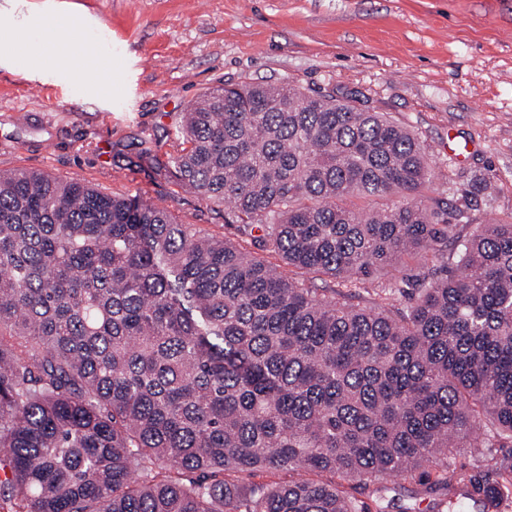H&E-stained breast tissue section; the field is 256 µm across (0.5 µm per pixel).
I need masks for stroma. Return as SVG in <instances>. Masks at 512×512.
Instances as JSON below:
<instances>
[{
  "label": "stroma",
  "instance_id": "stroma-1",
  "mask_svg": "<svg viewBox=\"0 0 512 512\" xmlns=\"http://www.w3.org/2000/svg\"><path fill=\"white\" fill-rule=\"evenodd\" d=\"M92 68L0 66V170L31 169L167 207L241 240L230 211L167 174L183 114L228 82L359 89L412 125L459 188L488 177L462 234L512 212V0H70ZM154 157H140L141 148ZM512 464V448H459L449 473ZM430 480H391V512H437Z\"/></svg>",
  "mask_w": 512,
  "mask_h": 512
}]
</instances>
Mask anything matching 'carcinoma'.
Returning a JSON list of instances; mask_svg holds the SVG:
<instances>
[{
	"label": "carcinoma",
	"instance_id": "carcinoma-1",
	"mask_svg": "<svg viewBox=\"0 0 512 512\" xmlns=\"http://www.w3.org/2000/svg\"><path fill=\"white\" fill-rule=\"evenodd\" d=\"M168 172L252 250L147 201L0 172V502L8 512H368L344 484L512 447V213L468 237L408 124L358 90L242 82L184 116ZM271 251L280 269L253 251ZM426 268L360 307L351 288ZM288 479L259 483V473ZM497 512L512 465L461 473Z\"/></svg>",
	"mask_w": 512,
	"mask_h": 512
}]
</instances>
